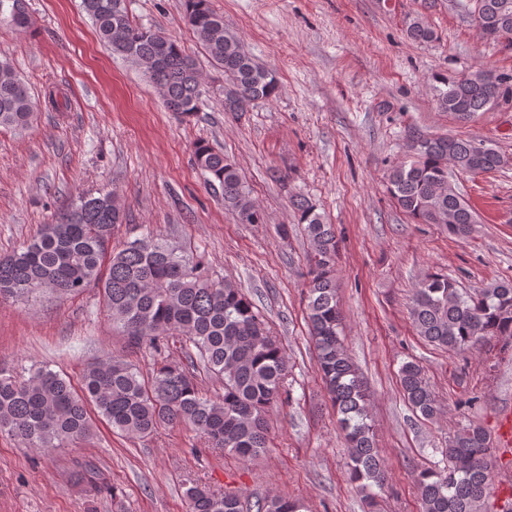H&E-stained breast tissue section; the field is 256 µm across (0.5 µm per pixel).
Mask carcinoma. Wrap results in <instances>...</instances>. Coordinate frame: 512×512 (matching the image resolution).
<instances>
[{"label": "carcinoma", "mask_w": 512, "mask_h": 512, "mask_svg": "<svg viewBox=\"0 0 512 512\" xmlns=\"http://www.w3.org/2000/svg\"><path fill=\"white\" fill-rule=\"evenodd\" d=\"M186 18L212 63L224 73V111L247 112L257 101L278 94L276 73L257 64L240 36L224 26L209 0H184ZM484 20L482 37L499 43L498 30L512 31V0H474ZM100 40L112 54L142 69L169 111L191 117L205 90L195 61L164 32L136 24L126 0H83ZM0 23L19 32L29 28L25 0H0ZM408 38L438 39L417 17ZM437 105L467 121L494 104L512 102V73L486 70L457 79L437 78ZM37 112L27 83L10 60L0 57V127L23 131ZM421 148L387 173V191L396 205L419 224H442L448 235L470 236L477 216L449 182L452 174L478 167L491 172L505 164L495 148L450 136H414ZM195 164L211 186L220 188L224 209L241 224H263L235 165L208 143L193 150ZM297 221L306 225L314 250L307 266V318L317 369L345 432L350 482L373 508L376 491L386 486L385 465L376 448L369 398L341 338L336 298L337 241L318 207L303 195H290ZM126 211L115 195H82L29 243L0 257V298H25L40 291L75 294L102 292L112 324L123 329L130 348L162 352L179 338L185 360L155 362L145 378L131 363L109 357L84 372L81 391L60 374L35 368L18 378L0 369V433L26 447L48 451L85 440L92 416L112 430L146 437L161 426H184L206 447L224 449L246 461L269 447L266 415L287 397V356L247 294L213 275L200 256L189 257L154 238L120 248L112 236ZM411 315L418 334L452 352L479 348L494 336H512V280L474 292L456 287L448 276L430 273L413 293ZM220 384L224 393L208 397L199 377ZM405 400L425 419L439 402L423 369L404 362L398 373ZM492 441L487 430L470 422L448 439L446 464L415 477L422 512H480L490 480ZM256 512H302L303 505L283 496L259 499ZM187 512H244L241 498L202 484L187 490Z\"/></svg>", "instance_id": "cac0c4a2"}]
</instances>
